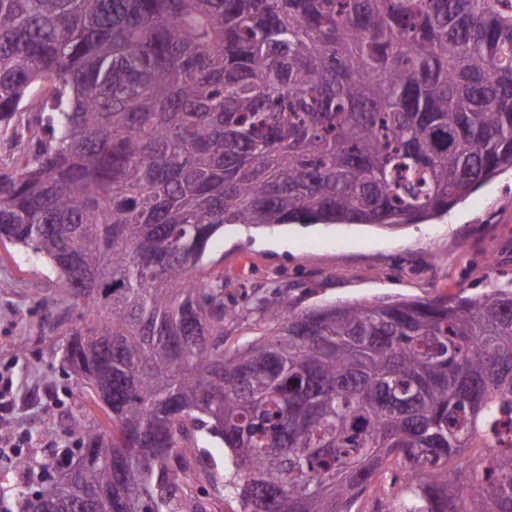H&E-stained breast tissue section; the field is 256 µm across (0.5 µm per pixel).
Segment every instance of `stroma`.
Masks as SVG:
<instances>
[{"instance_id":"1","label":"stroma","mask_w":512,"mask_h":512,"mask_svg":"<svg viewBox=\"0 0 512 512\" xmlns=\"http://www.w3.org/2000/svg\"><path fill=\"white\" fill-rule=\"evenodd\" d=\"M204 271L223 274L235 297L237 313L224 325L228 353L269 331L264 299H287L302 311L329 301L470 296L512 282V169L423 224L271 230L231 224L210 243ZM59 286L47 266L0 241V370L12 372L18 390L15 410L0 419V430L24 436L25 453L42 461L77 447L69 431L73 419L102 417L58 358L53 327L74 321L76 312L40 300ZM201 445L211 454L213 479L195 482L190 502L235 512L236 503L222 490L227 454L210 438Z\"/></svg>"}]
</instances>
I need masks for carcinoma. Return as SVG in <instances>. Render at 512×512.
Listing matches in <instances>:
<instances>
[{
  "label": "carcinoma",
  "mask_w": 512,
  "mask_h": 512,
  "mask_svg": "<svg viewBox=\"0 0 512 512\" xmlns=\"http://www.w3.org/2000/svg\"><path fill=\"white\" fill-rule=\"evenodd\" d=\"M0 136V240L58 273L106 417L20 512H142L149 478L182 512L201 427L239 512H351L393 458L387 512H512L511 288L277 301L226 354L197 276L226 224H422L512 169L509 0H0Z\"/></svg>",
  "instance_id": "carcinoma-1"
}]
</instances>
